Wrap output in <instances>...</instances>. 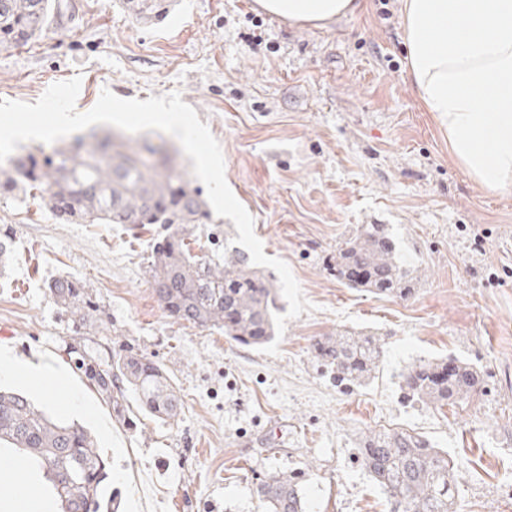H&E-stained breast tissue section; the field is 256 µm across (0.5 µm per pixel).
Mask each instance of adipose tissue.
<instances>
[{
  "label": "adipose tissue",
  "instance_id": "1",
  "mask_svg": "<svg viewBox=\"0 0 512 512\" xmlns=\"http://www.w3.org/2000/svg\"><path fill=\"white\" fill-rule=\"evenodd\" d=\"M299 23L355 14L358 0H256ZM409 77L448 135L456 163L483 188L512 185V0H401Z\"/></svg>",
  "mask_w": 512,
  "mask_h": 512
}]
</instances>
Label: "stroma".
<instances>
[{
	"instance_id": "stroma-1",
	"label": "stroma",
	"mask_w": 512,
	"mask_h": 512,
	"mask_svg": "<svg viewBox=\"0 0 512 512\" xmlns=\"http://www.w3.org/2000/svg\"><path fill=\"white\" fill-rule=\"evenodd\" d=\"M73 20L31 46L0 51V100L36 102L81 76L76 109L103 89L147 100L180 91L218 140L225 177L254 219L264 253L285 261L311 313L288 321L280 352L169 317L149 283L159 224H63L39 191L0 197V345L42 355L64 381L0 378L47 413L95 435L117 512H261L269 473H304L310 512H389L361 467L364 431L427 436L455 461L460 512H512V186L489 191L454 161L448 137L407 74L398 0L323 27L267 15L254 0H173L137 23L120 0H72ZM368 224H387L421 279L415 297H380L336 278V253ZM85 283L82 314L47 285ZM374 330L384 369L337 387L317 339ZM131 349L162 363L182 396L175 419L132 408L119 420L77 369L75 351L111 362ZM452 357L481 372L463 404L404 399L397 373Z\"/></svg>"
}]
</instances>
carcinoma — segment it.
<instances>
[{
  "label": "carcinoma",
  "mask_w": 512,
  "mask_h": 512,
  "mask_svg": "<svg viewBox=\"0 0 512 512\" xmlns=\"http://www.w3.org/2000/svg\"><path fill=\"white\" fill-rule=\"evenodd\" d=\"M169 0H126L129 15L146 23ZM73 8L62 0H0V50L22 49L44 37ZM41 190L44 207L64 224H166L170 232L154 249L150 285L168 314L204 329L224 330L238 344L260 348L275 338L278 290L240 250L224 249V261L186 242V225L209 217L201 193L176 171L159 148L115 144L94 135L53 149L49 155L17 154L0 165V196ZM343 283L374 295L408 299L416 291L386 224H368L339 249ZM56 303L78 313L90 304L85 285L59 278L48 285ZM336 374V384L357 389L383 370L384 343L376 332L338 330L313 345ZM78 363L104 401L124 417L126 393L141 410L167 421L180 398L164 365L142 354H115L100 365L86 352ZM403 397L445 406L469 399L480 373L455 358L412 364L399 374ZM11 449L29 461L18 480L45 481L61 512H99L109 479L107 461L80 423L49 416L27 396L0 390V456ZM361 465L378 485L391 512H458L457 475L448 452L401 428L372 429L359 439ZM255 493L263 512H309L297 476L272 472Z\"/></svg>",
  "instance_id": "1"
}]
</instances>
